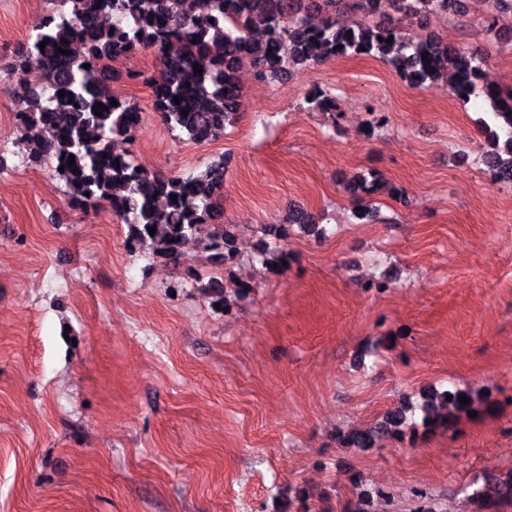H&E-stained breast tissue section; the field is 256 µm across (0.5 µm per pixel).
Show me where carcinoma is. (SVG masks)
Segmentation results:
<instances>
[{"label": "carcinoma", "instance_id": "obj_1", "mask_svg": "<svg viewBox=\"0 0 512 512\" xmlns=\"http://www.w3.org/2000/svg\"><path fill=\"white\" fill-rule=\"evenodd\" d=\"M465 11V0H59L10 73L28 98V108L17 113L26 155L34 165L53 166L72 209L89 212L109 204L135 245L178 264L185 243L194 238L228 261L235 255V225L216 223L215 210L224 162L186 177L166 176L116 153L114 142L134 136L142 112L93 83L92 76L114 58L151 50L159 63L150 79L155 109L171 130L206 142L223 136L242 108L237 73L244 65L261 80L274 82L295 69L365 55L386 62L414 88L447 78L457 99L483 96L500 129L493 133L486 166L494 181L512 185V88H503L477 53L431 36L411 37L402 27L434 13L461 16ZM46 39L49 43L40 48ZM61 90L66 91L62 98ZM308 96L310 110L332 109L334 100L325 91ZM346 190L360 207L355 219L362 221L370 217L365 200L391 188L370 171L349 179ZM295 225L311 235L323 234L314 216L291 212L274 230L280 245L264 248L263 262L281 266L287 261L288 234ZM460 395L468 403L459 402ZM487 400L472 389L434 391L421 406V423L408 421L399 410L382 427L352 433L340 443L372 448L379 436L404 428L449 429L459 416L475 410V403ZM472 497L485 512H496L497 504L512 502V472L474 489Z\"/></svg>", "mask_w": 512, "mask_h": 512}]
</instances>
